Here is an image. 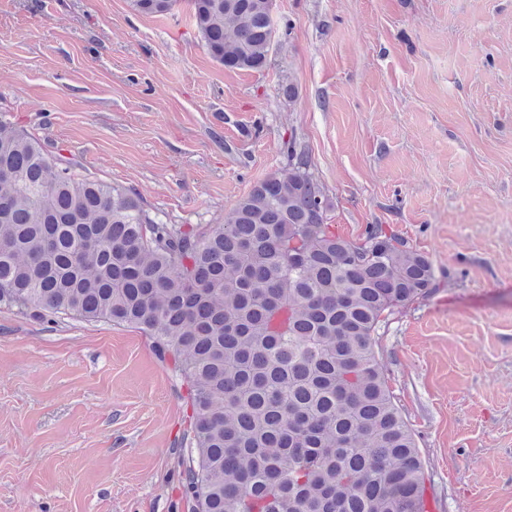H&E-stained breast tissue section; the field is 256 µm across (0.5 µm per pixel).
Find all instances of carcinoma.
<instances>
[{"label": "carcinoma", "mask_w": 512, "mask_h": 512, "mask_svg": "<svg viewBox=\"0 0 512 512\" xmlns=\"http://www.w3.org/2000/svg\"><path fill=\"white\" fill-rule=\"evenodd\" d=\"M146 15L175 0H132ZM209 55L262 70L269 0H191ZM222 224H166L131 189L79 177L0 121V303L128 325L187 387L191 512H424L425 473L376 351L440 286L392 229L327 223L304 150Z\"/></svg>", "instance_id": "cac0c4a2"}]
</instances>
